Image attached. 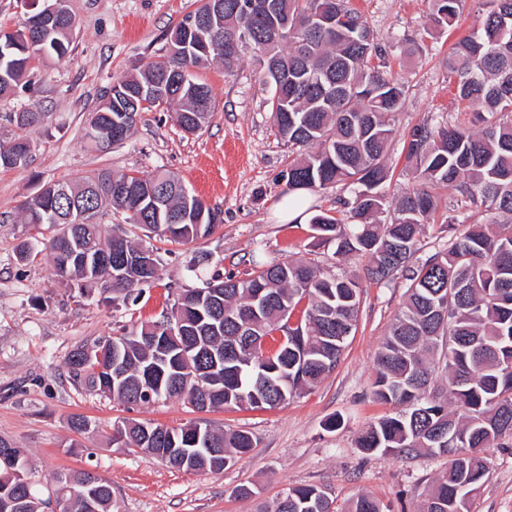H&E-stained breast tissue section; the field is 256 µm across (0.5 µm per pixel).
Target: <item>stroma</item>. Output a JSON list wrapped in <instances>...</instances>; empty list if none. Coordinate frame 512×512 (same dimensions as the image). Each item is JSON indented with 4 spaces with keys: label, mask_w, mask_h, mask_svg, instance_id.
<instances>
[{
    "label": "stroma",
    "mask_w": 512,
    "mask_h": 512,
    "mask_svg": "<svg viewBox=\"0 0 512 512\" xmlns=\"http://www.w3.org/2000/svg\"><path fill=\"white\" fill-rule=\"evenodd\" d=\"M350 5L409 85L386 159L392 177L381 187L392 200L410 185L403 145L411 128L446 119L454 109L444 59L458 32L423 38L428 0H350ZM69 7L75 17L69 58L35 61L22 87L0 98V142L17 133L9 120L13 113L41 115L29 131L30 163L0 168V438L27 449L38 489L49 488L60 470L86 467L111 482L119 512H259L285 489L309 484L330 495L336 512H349L364 494L391 512H419L447 458L418 450L368 457L357 444L368 426L392 411L372 397L375 359L404 301L405 284L368 278L364 261L341 262L331 245H316L309 223L278 219L284 196L278 176L296 152L276 132L254 51L243 49L231 69L214 61L196 70L215 100L200 132L184 133L174 112H145L126 140L100 149L84 134L103 89L162 56L166 32L196 2L69 0ZM160 169L221 210L223 221L207 238L188 244L148 240L130 228L132 238L148 241L160 255L158 278L143 286L137 304L103 302L99 290L57 277L45 257L18 261V247L28 236L17 220L18 207L44 185L102 170ZM298 258L360 280L357 331L336 369L311 392L279 407L203 415L214 427L251 432L256 442L222 474L176 469L142 450L112 445V428L124 419L180 427L201 415L177 399L130 409L77 387L67 365L70 352L133 323L158 319L179 293L209 275L243 277L261 264ZM75 415L88 420L86 430L71 427ZM335 417L339 425L329 428ZM485 455L489 473L470 512H512V439ZM242 485L252 496L236 495Z\"/></svg>",
    "instance_id": "35a3bbf8"
}]
</instances>
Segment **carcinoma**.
Returning <instances> with one entry per match:
<instances>
[{
	"mask_svg": "<svg viewBox=\"0 0 512 512\" xmlns=\"http://www.w3.org/2000/svg\"><path fill=\"white\" fill-rule=\"evenodd\" d=\"M210 17L209 53L189 54V62L163 55L116 78L101 94L93 116L108 112L140 114L123 94L170 73L165 108L178 124L202 128L210 116L197 108L204 91L215 106L212 90L192 69L215 59L232 68L239 57L224 56V42L242 27L251 37L243 45L258 56L260 80L279 98L270 109L279 136L299 148L281 172L288 192L325 191L353 186L351 198L338 199L349 223L319 210L309 217L315 238L335 246L334 255L368 261L376 281L403 278L407 299L395 315L376 357L375 400L398 407L359 438L367 455L424 449L449 455L448 467L434 479L421 512H444L463 482L480 488L487 476L485 449L512 434V0H494L492 10L477 14L472 30L450 48L445 67L454 87L458 112L472 108L468 121L448 116L438 123L415 126L405 141L414 185L394 201L379 186L389 177L384 163L407 93V81L386 61V49L375 39L365 18L347 0H278L274 15L250 17L249 0H222ZM431 28L445 33L457 25L465 0H430ZM209 10L208 0L167 32L166 46L194 42L193 25ZM329 13L331 25L314 20ZM278 27L275 41L266 32ZM75 19L65 30L47 36L42 53L27 51L26 27L0 28V46H14L0 59V96L12 93L33 61L62 60L70 52ZM167 187L170 211L156 215L137 207V200L117 195L112 182ZM181 181L166 172L134 176L101 171L93 177L54 184V193L37 195L21 206L24 223L34 230L19 248L31 259L33 243L42 241L53 268L57 258L75 247L112 253V279L87 276L73 269L68 279L83 287L112 293V303L136 301L142 284L157 277L158 266L140 271L124 256L154 249L132 241L116 224L100 223L110 204L125 221L170 243L186 244L209 236L222 223L221 212L201 198L186 200ZM458 193L457 208L443 213L448 246L425 260L420 250L425 224L440 208V191ZM91 211L84 224H57L55 215L71 208ZM511 217L484 220L473 208ZM392 209L389 222L381 214ZM217 294L214 308L199 305L201 290ZM360 308L359 283L331 274L299 259L261 266L245 278L212 275L203 288L186 289L170 311L154 321L101 336L73 350L68 366L73 382L127 406L160 398L181 399L199 411L221 408H273L317 386L339 364L348 338L355 334ZM181 321L185 335L166 336L160 329ZM442 358L447 387L433 388L434 360ZM459 434L467 443L439 448L434 437ZM112 444L139 448L167 465H191L221 474L254 446L246 430L217 431L204 421L180 428L127 420L113 426ZM173 448H193L182 459ZM31 471L28 454L18 463L0 462V498L15 495L18 512H50L52 499L72 502L81 512L80 493L89 469L58 472L48 495L35 487L21 489L18 472ZM99 512H118L112 485L98 489ZM333 501L315 485L286 489L273 510L262 512H335ZM349 512H384L373 497L360 496Z\"/></svg>",
	"mask_w": 512,
	"mask_h": 512,
	"instance_id": "1",
	"label": "carcinoma"
}]
</instances>
